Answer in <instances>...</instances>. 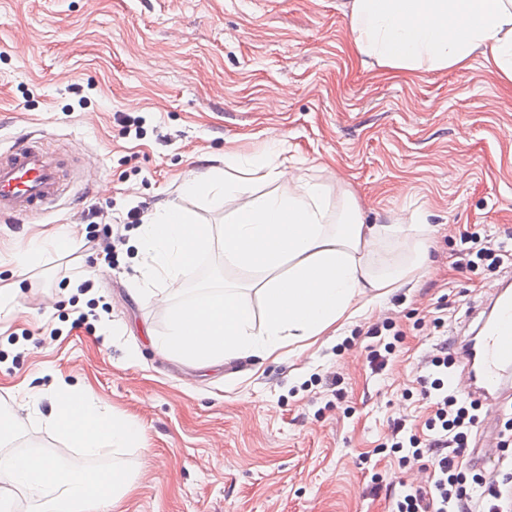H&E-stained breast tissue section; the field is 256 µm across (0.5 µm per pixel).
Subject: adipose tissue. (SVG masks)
<instances>
[{
	"mask_svg": "<svg viewBox=\"0 0 512 512\" xmlns=\"http://www.w3.org/2000/svg\"><path fill=\"white\" fill-rule=\"evenodd\" d=\"M343 13L366 66L464 70L480 58L512 82V0H344ZM224 163L222 173L188 176L180 188L184 197L222 200L223 226L197 223L172 202L140 226L138 248L147 280L173 285L220 244L225 264L259 273V304L251 306L236 284L206 287L173 310L164 334L151 336L155 349L201 366L262 361L373 310L414 270L428 269L425 225L368 223L347 195L331 207L323 186L265 153L228 154ZM263 183L270 191L251 195ZM400 233L413 240L409 260L376 268L384 238ZM45 399L46 425L84 457L101 458L140 440L135 420L101 407L84 385L59 380L27 396L34 406ZM24 432L21 414L0 415V512H12L19 494L36 497L38 512H123L135 489L129 469L76 467L35 447L16 451Z\"/></svg>",
	"mask_w": 512,
	"mask_h": 512,
	"instance_id": "obj_1",
	"label": "adipose tissue"
}]
</instances>
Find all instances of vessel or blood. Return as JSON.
Returning a JSON list of instances; mask_svg holds the SVG:
<instances>
[{"mask_svg": "<svg viewBox=\"0 0 512 512\" xmlns=\"http://www.w3.org/2000/svg\"><path fill=\"white\" fill-rule=\"evenodd\" d=\"M71 166L67 154L44 147L30 133L0 152V218L21 222L61 199ZM465 367L455 378L469 394L487 402L512 390V295L496 293L493 316L468 336Z\"/></svg>", "mask_w": 512, "mask_h": 512, "instance_id": "obj_1", "label": "vessel or blood"}]
</instances>
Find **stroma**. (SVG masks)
Listing matches in <instances>:
<instances>
[{
    "instance_id": "1",
    "label": "stroma",
    "mask_w": 512,
    "mask_h": 512,
    "mask_svg": "<svg viewBox=\"0 0 512 512\" xmlns=\"http://www.w3.org/2000/svg\"><path fill=\"white\" fill-rule=\"evenodd\" d=\"M343 0H0V146L42 131L76 172L62 204L34 221H0V263L15 267L30 239L79 227L76 240L18 276L0 309V414L55 380L90 387L101 406L133 418L139 447L89 460L38 414L18 449L136 472L125 512H389L385 485H423L380 445L388 423L420 431L421 362L463 335L466 311L512 267L460 269V236L512 243V85L482 60L466 70L366 68L351 47ZM141 121V135L124 132ZM329 192L355 193L368 217L426 224L429 271L389 293L333 336L241 371L159 353L171 309L200 286L257 280L201 256L165 304L145 303L144 258L129 209L151 214L182 199L199 223L224 207L181 198L183 174L223 168L228 152H270ZM121 229L113 266L89 231ZM91 271L90 291L75 287ZM445 325L435 328L437 306ZM392 320L399 351L382 373L370 331Z\"/></svg>"
}]
</instances>
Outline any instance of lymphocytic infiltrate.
<instances>
[{"mask_svg":"<svg viewBox=\"0 0 512 512\" xmlns=\"http://www.w3.org/2000/svg\"><path fill=\"white\" fill-rule=\"evenodd\" d=\"M460 253L467 268L483 262L494 270L512 263L511 247L491 243L475 231L461 235ZM456 363L454 348L444 342L424 359L417 383L432 408L425 434L409 430L402 419L391 425L388 442L399 463L420 461L430 471L426 485L406 486L393 495L391 512H512V458L507 455L512 447V413L499 431L495 475L464 466L469 439L482 423L481 404L461 396L453 386L450 372Z\"/></svg>","mask_w":512,"mask_h":512,"instance_id":"lymphocytic-infiltrate-1","label":"lymphocytic infiltrate"}]
</instances>
